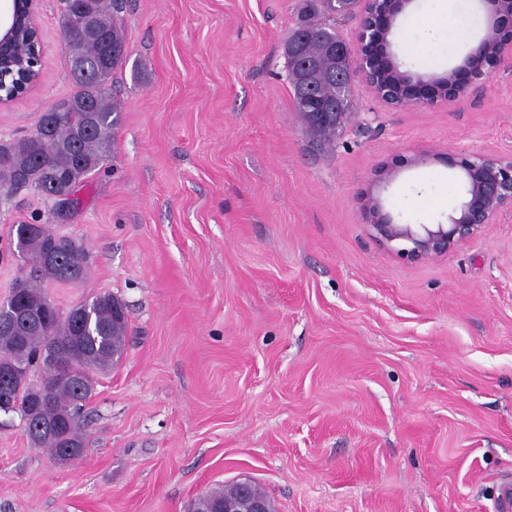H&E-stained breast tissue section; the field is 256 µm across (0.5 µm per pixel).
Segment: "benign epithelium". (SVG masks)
I'll return each instance as SVG.
<instances>
[{
	"label": "benign epithelium",
	"mask_w": 512,
	"mask_h": 512,
	"mask_svg": "<svg viewBox=\"0 0 512 512\" xmlns=\"http://www.w3.org/2000/svg\"><path fill=\"white\" fill-rule=\"evenodd\" d=\"M0 13V104L27 92L37 83L38 63L25 56L15 58L10 48L23 29L39 31L40 0H8ZM490 5V25L485 35L466 55L464 63L448 71L434 90L444 100L458 96L474 81L487 79L498 65L512 68V42L502 38L503 26L512 24V0H484ZM362 16L355 41L343 40V52L360 65V72L373 94L390 107L417 105L424 98L412 76L393 69L381 45L390 32L394 17L408 0H358ZM463 201L446 224H399L383 212L377 201L365 205L370 227L380 244L411 263L448 254L479 236L497 215L512 212V156L474 153L460 161ZM40 382L75 385L79 376L67 357L57 354L39 366ZM237 492L224 497V512H269L266 499L252 491V480L236 481Z\"/></svg>",
	"instance_id": "7a95c632"
}]
</instances>
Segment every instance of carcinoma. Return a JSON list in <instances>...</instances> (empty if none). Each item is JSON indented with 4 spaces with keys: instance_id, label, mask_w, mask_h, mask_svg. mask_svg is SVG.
Returning a JSON list of instances; mask_svg holds the SVG:
<instances>
[{
    "instance_id": "obj_1",
    "label": "carcinoma",
    "mask_w": 512,
    "mask_h": 512,
    "mask_svg": "<svg viewBox=\"0 0 512 512\" xmlns=\"http://www.w3.org/2000/svg\"><path fill=\"white\" fill-rule=\"evenodd\" d=\"M98 31L94 39H74L61 24L64 51L104 66L99 79L70 75L72 93L62 99L68 112H44L35 130L17 141L0 140V188L29 187L35 191L62 194L102 167L109 156L120 123L121 107L109 96L107 84L123 70L127 57L125 39L117 14L122 0H90ZM354 8L336 9V0H304L299 22L285 47L288 80L293 87L295 110L310 132L324 142L349 111L352 80L356 73L349 57L336 51L342 36L336 31V16ZM16 242L24 246L34 275L25 290L24 304L15 308L13 324L0 329V380L11 377L12 400L22 410L37 408L40 428L27 433L37 448L46 449L57 461L63 453L85 447L79 420L82 403L92 394L94 376L111 370L126 347V305L110 293L87 299V316L75 319L58 305L45 309L50 283H80L87 278L89 256L79 241L55 233L47 224L15 225ZM80 354L71 358L82 378L79 387L38 388L27 378L12 376L11 361H39L63 352L71 342ZM236 492L235 485H222L200 496L193 512L224 502Z\"/></svg>"
}]
</instances>
